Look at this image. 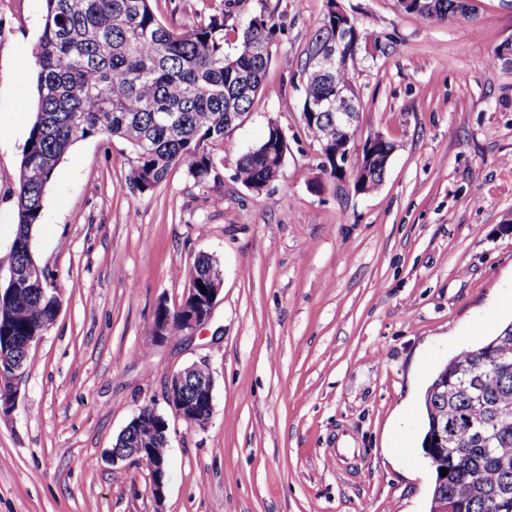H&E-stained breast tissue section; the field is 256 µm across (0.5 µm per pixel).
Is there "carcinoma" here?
I'll list each match as a JSON object with an SVG mask.
<instances>
[{
	"mask_svg": "<svg viewBox=\"0 0 512 512\" xmlns=\"http://www.w3.org/2000/svg\"><path fill=\"white\" fill-rule=\"evenodd\" d=\"M243 0H224V9L184 30L156 16L151 0H46L43 27L34 48L37 112L25 141L17 192V231L0 269H22L32 260L31 238L40 223L46 185L66 151L97 135L126 140L136 153L130 183L144 193L154 189L181 163L198 183L218 180L206 147L231 131L227 113L246 116L264 90L272 59L274 25L252 17L234 51L224 45L229 21H237ZM465 0H434L418 11L425 20L470 17ZM332 0L308 43L302 73L301 111L307 102L331 95L353 82L351 71L324 74L316 55L336 39ZM332 114L305 116L304 126L319 144L328 145L320 171L334 183L347 178L336 167V139L330 136ZM394 144L386 139L373 147L369 177L353 180L357 192L381 185ZM288 140L278 124H268L263 139L236 161V179L261 194L281 174ZM221 264L197 259L189 278V298L200 287L222 283ZM58 299L30 283L17 293H0V343L42 336L56 319ZM492 361L496 372L473 400L470 370ZM423 440L435 425L448 424V450L433 470L447 469L432 495L446 500L450 512H512V498L491 508L477 491L512 486V324L478 347L449 360L424 394ZM508 466H502V463Z\"/></svg>",
	"mask_w": 512,
	"mask_h": 512,
	"instance_id": "1",
	"label": "carcinoma"
}]
</instances>
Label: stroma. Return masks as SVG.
<instances>
[{
    "label": "stroma",
    "instance_id": "obj_1",
    "mask_svg": "<svg viewBox=\"0 0 512 512\" xmlns=\"http://www.w3.org/2000/svg\"><path fill=\"white\" fill-rule=\"evenodd\" d=\"M376 46L352 67L360 139L396 150L378 190L320 179L300 117V69L326 0H243L275 24L267 94L207 150L219 180L175 166L150 192L136 155L74 144L31 240L60 291L54 324L0 414V512H429L423 395L439 368L512 323V0L427 21L398 0H340ZM182 27L222 0H152ZM45 0H0V255L17 223L22 149L37 111L33 48ZM288 136L280 177L256 194L237 159L269 121ZM224 277L209 322L157 342L200 255ZM207 364L205 427L172 417L173 373ZM169 418L163 500L146 465L106 456L139 410Z\"/></svg>",
    "mask_w": 512,
    "mask_h": 512
}]
</instances>
